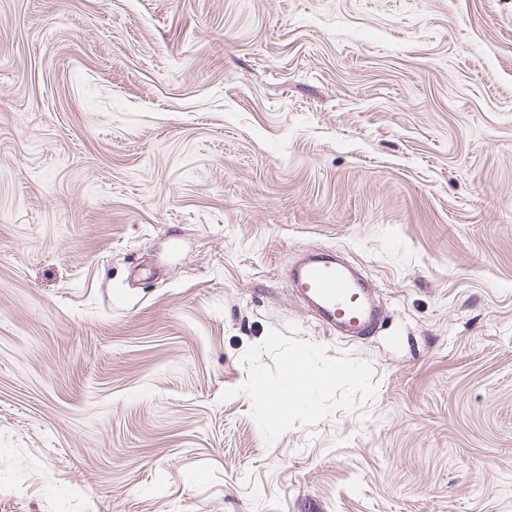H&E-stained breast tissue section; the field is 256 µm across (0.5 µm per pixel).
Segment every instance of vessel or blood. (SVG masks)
Here are the masks:
<instances>
[{
	"mask_svg": "<svg viewBox=\"0 0 512 512\" xmlns=\"http://www.w3.org/2000/svg\"><path fill=\"white\" fill-rule=\"evenodd\" d=\"M290 281L299 299L313 307L327 331L343 329L365 336L374 330L378 318L361 283L331 253L309 256L294 267Z\"/></svg>",
	"mask_w": 512,
	"mask_h": 512,
	"instance_id": "1",
	"label": "vessel or blood"
}]
</instances>
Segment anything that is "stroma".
Listing matches in <instances>:
<instances>
[{"label":"stroma","instance_id":"35a3bbf8","mask_svg":"<svg viewBox=\"0 0 512 512\" xmlns=\"http://www.w3.org/2000/svg\"><path fill=\"white\" fill-rule=\"evenodd\" d=\"M0 512H512V0H0ZM291 286L299 299L309 304L327 331L344 329L352 336L370 334L377 325L375 310L364 286L338 263L331 253L312 254L294 267ZM306 363L305 361L299 367L294 374H285L282 379L275 386H268L265 384V394L261 393L263 399L267 401V396L271 393L276 394L281 400L285 401L289 405L290 411L293 410H311L313 408V396L312 392L307 396L311 399L309 406L298 402V397H295V392L303 389L305 379Z\"/></svg>","mask_w":512,"mask_h":512}]
</instances>
